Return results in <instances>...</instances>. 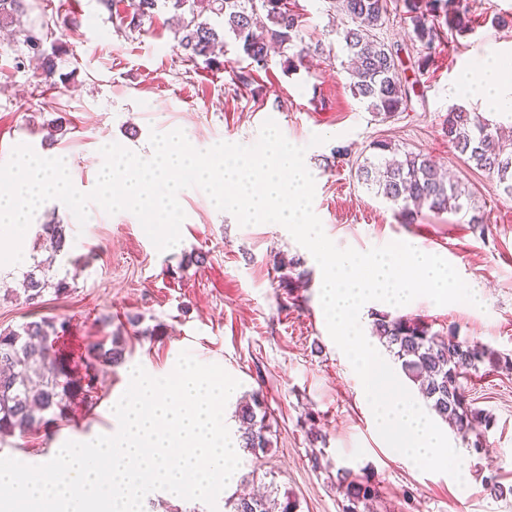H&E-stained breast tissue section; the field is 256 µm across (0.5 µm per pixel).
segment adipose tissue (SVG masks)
<instances>
[{
	"label": "adipose tissue",
	"instance_id": "obj_1",
	"mask_svg": "<svg viewBox=\"0 0 512 512\" xmlns=\"http://www.w3.org/2000/svg\"><path fill=\"white\" fill-rule=\"evenodd\" d=\"M450 95L480 100L493 112L512 108V59L488 55L480 62L476 74L462 77Z\"/></svg>",
	"mask_w": 512,
	"mask_h": 512
}]
</instances>
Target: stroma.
<instances>
[{
    "mask_svg": "<svg viewBox=\"0 0 512 512\" xmlns=\"http://www.w3.org/2000/svg\"><path fill=\"white\" fill-rule=\"evenodd\" d=\"M70 2L66 18L43 0H31L30 22L54 33L52 76L26 66L21 38L0 30V163L20 143L38 153L64 154L73 182L88 192L104 145L116 142L147 159L151 131L179 128L199 150L220 141L252 146L264 121L274 119L288 141L304 148L315 180L313 209L338 247L365 252L416 240L432 249L468 285L486 290L487 305L474 312L464 303L439 306L420 297L409 317L512 355V198L495 177L460 156L442 130L453 104L448 92L461 72L490 54L512 58V0H466L473 32L442 30L422 68L411 23L391 17L380 36L400 47L412 91L406 112L387 121L353 96L338 36L347 21L327 11L325 0H296L310 48L304 63L289 70L274 57L241 88L232 81L242 67L235 46H228L217 69L184 61L168 11L132 32L99 0ZM58 118L63 130L50 134ZM377 140L449 170L469 188L483 223L426 210L405 223L397 208L356 177L357 161L370 155ZM338 146L348 147L349 157L336 158ZM179 202L186 214L180 245L162 252L131 212L109 215L93 204L80 225L64 204L48 203L38 223L70 227L67 251L52 267L70 289L60 296L45 292L39 304H27L14 287L21 268L0 265V330L69 317V329L54 337L53 348L73 375L97 379L91 399L71 400L65 418L48 413L36 431L0 438V457L36 462L47 443L111 430L112 403L128 387V369L164 372L187 350L238 380L224 410L228 429L239 428L240 400L262 391L272 448L258 474L253 455L242 452L238 483L222 491L215 507L151 496L144 512H226V498L251 480L295 498L299 512H338L333 478L341 467L374 478L380 512H512V495L491 494L482 481L494 471L512 485V458L506 456L512 451V373L478 375L466 385L470 403L494 418L485 452L464 456L467 484L421 471L375 431L362 383L328 333L318 301L320 269L309 251L281 225H239L231 213L212 208L200 189L182 190ZM282 260L287 270H279ZM285 273L306 277L295 295L281 285ZM112 336L124 348L123 361L89 360L87 345Z\"/></svg>",
    "mask_w": 512,
    "mask_h": 512,
    "instance_id": "stroma-1",
    "label": "stroma"
}]
</instances>
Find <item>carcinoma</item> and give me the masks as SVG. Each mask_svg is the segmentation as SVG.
I'll return each mask as SVG.
<instances>
[{
    "instance_id": "cac0c4a2",
    "label": "carcinoma",
    "mask_w": 512,
    "mask_h": 512,
    "mask_svg": "<svg viewBox=\"0 0 512 512\" xmlns=\"http://www.w3.org/2000/svg\"><path fill=\"white\" fill-rule=\"evenodd\" d=\"M28 0H0V22L15 27L46 72L53 73L51 59L42 51L43 34L24 24ZM173 10L171 22L177 45L190 61L202 60L207 66H220L218 54L225 38L234 37L240 58L256 69L268 65L271 54L292 51L284 61L291 68L304 52L301 15L291 0H132L131 11L120 18L131 30L141 28L161 8ZM335 8L352 23L342 33V50L350 67V89L366 110L388 120L406 110L409 89L400 75L398 51L376 39L391 10L403 13L412 25V40L425 51L418 64L424 66L436 41L440 40V16L450 31L463 35L471 31L469 10L463 0H336ZM445 135L455 151L481 170L497 176L508 197H512V143L495 135L490 123L460 107H451L443 121ZM375 154L357 166V178L376 195L401 207L400 215L410 224L418 208L427 206L435 213L460 212L471 208L470 193L453 181L435 163L420 153L400 151L387 141L372 144ZM46 249L57 255L68 242L61 224H43ZM26 302L35 304L52 289L68 291L65 280L49 279L45 265L37 262L24 273ZM69 321L55 324L32 320L16 330L0 331V435L25 434L43 420V414L64 416L68 394L92 392V382L81 385L53 351L49 339L67 330ZM372 335L401 363V369L418 386L419 396L448 427L456 431L474 450L482 449L480 425L489 428L492 416L464 401L470 374L512 369V357L496 349L453 333H440L418 318L374 313ZM87 355L112 365L123 360V349L112 341L87 346ZM267 407L255 392L239 409L240 441L260 463L271 449L265 424ZM336 485L342 495L341 512H373L379 490L371 476H358L349 468L336 472ZM229 512H298L299 504L290 496L240 495L225 503Z\"/></svg>"
}]
</instances>
